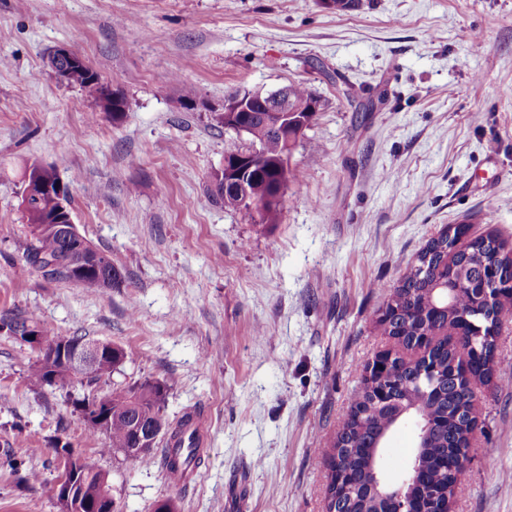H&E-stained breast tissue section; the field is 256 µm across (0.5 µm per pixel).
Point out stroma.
<instances>
[{
	"label": "stroma",
	"instance_id": "1",
	"mask_svg": "<svg viewBox=\"0 0 512 512\" xmlns=\"http://www.w3.org/2000/svg\"><path fill=\"white\" fill-rule=\"evenodd\" d=\"M59 47L124 98L120 117L57 79ZM291 83L320 107L290 159L302 178L262 224L212 197L216 114ZM34 164L120 287L23 268ZM455 224L512 245V0H0V315L123 348L113 381L166 385L167 417L198 413L205 448L181 489L159 461L129 466L75 410L80 387L34 382L38 350L0 334V512H61L60 439L123 512H325V450L387 345L381 287ZM478 405L452 512H512V386H479Z\"/></svg>",
	"mask_w": 512,
	"mask_h": 512
}]
</instances>
